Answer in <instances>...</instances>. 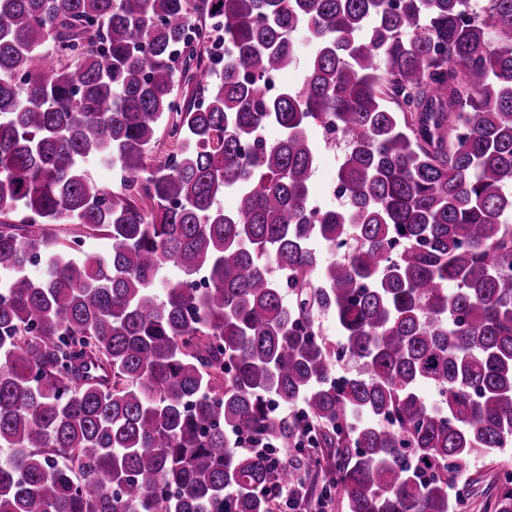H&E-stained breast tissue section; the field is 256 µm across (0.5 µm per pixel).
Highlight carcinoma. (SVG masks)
I'll return each mask as SVG.
<instances>
[{"instance_id": "carcinoma-1", "label": "carcinoma", "mask_w": 512, "mask_h": 512, "mask_svg": "<svg viewBox=\"0 0 512 512\" xmlns=\"http://www.w3.org/2000/svg\"><path fill=\"white\" fill-rule=\"evenodd\" d=\"M469 7L0 0V512H272L314 448L348 512H463L512 442V0ZM338 159L334 152L326 151L314 172L313 184L317 194L334 203L333 191L336 188V168Z\"/></svg>"}]
</instances>
